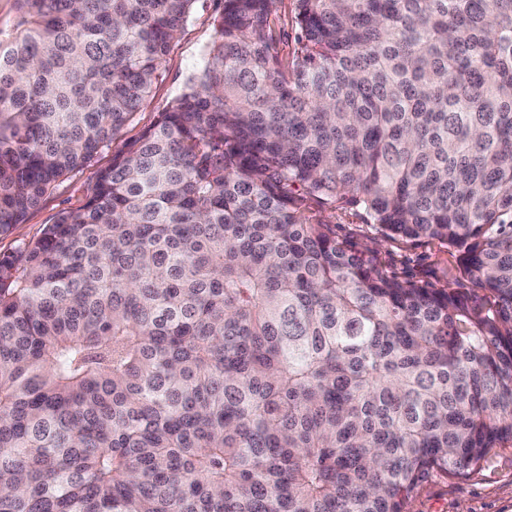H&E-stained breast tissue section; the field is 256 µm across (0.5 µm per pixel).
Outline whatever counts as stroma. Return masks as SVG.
Returning <instances> with one entry per match:
<instances>
[{"mask_svg":"<svg viewBox=\"0 0 512 512\" xmlns=\"http://www.w3.org/2000/svg\"><path fill=\"white\" fill-rule=\"evenodd\" d=\"M221 10L220 0H196L163 60L150 97L113 141L111 150L68 174L23 224L1 235L0 256L12 254L22 242L39 237L61 210L78 208L86 201L98 172L111 165L114 152L137 140L183 92L188 78L201 69L204 51L215 38L214 20ZM304 209L312 223L330 225L337 240L372 258L390 276L460 292L476 306L488 299L483 288L461 274L454 251L439 241L412 243L386 238L383 229L370 223L362 209L329 207L313 197L306 199ZM407 512H512V448L494 449L466 476L438 475L423 483Z\"/></svg>","mask_w":512,"mask_h":512,"instance_id":"1","label":"stroma"}]
</instances>
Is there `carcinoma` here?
Masks as SVG:
<instances>
[{
	"mask_svg": "<svg viewBox=\"0 0 512 512\" xmlns=\"http://www.w3.org/2000/svg\"><path fill=\"white\" fill-rule=\"evenodd\" d=\"M0 235L144 105L195 0H17ZM224 0L86 203L0 258V512H407L512 447V0ZM437 240L480 307L309 224ZM292 0H281L277 3L275 24L277 31L276 48L283 59L291 56L294 48L295 27L291 25ZM280 30V31H279Z\"/></svg>",
	"mask_w": 512,
	"mask_h": 512,
	"instance_id": "carcinoma-1",
	"label": "carcinoma"
}]
</instances>
